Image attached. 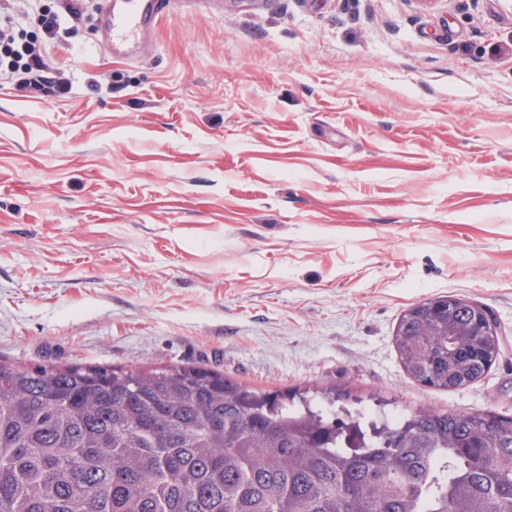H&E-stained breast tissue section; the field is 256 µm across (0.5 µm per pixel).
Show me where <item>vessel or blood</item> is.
I'll return each mask as SVG.
<instances>
[{
    "mask_svg": "<svg viewBox=\"0 0 512 512\" xmlns=\"http://www.w3.org/2000/svg\"><path fill=\"white\" fill-rule=\"evenodd\" d=\"M172 0H100L105 40L113 53L124 54L133 46L148 43L159 19Z\"/></svg>",
    "mask_w": 512,
    "mask_h": 512,
    "instance_id": "vessel-or-blood-1",
    "label": "vessel or blood"
}]
</instances>
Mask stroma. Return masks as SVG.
I'll list each match as a JSON object with an SVG mask.
<instances>
[{"instance_id": "obj_1", "label": "stroma", "mask_w": 512, "mask_h": 512, "mask_svg": "<svg viewBox=\"0 0 512 512\" xmlns=\"http://www.w3.org/2000/svg\"><path fill=\"white\" fill-rule=\"evenodd\" d=\"M52 3L0 76V362L512 416V0H176L127 57ZM446 295L500 338L455 391L393 342ZM60 8L64 14L43 10L38 16V22L46 35H53L60 26V17L66 15L72 21H78L82 17L81 0H59ZM24 37L23 33L16 32L8 24L2 25L1 21L0 53L6 57H13L8 74L11 79H15L19 87L27 88L39 84L45 78L43 73L48 70V65L41 48L35 42L24 43L21 51L14 48L17 41Z\"/></svg>"}]
</instances>
